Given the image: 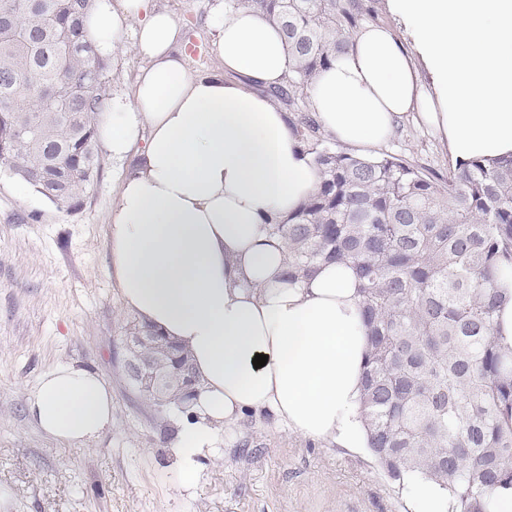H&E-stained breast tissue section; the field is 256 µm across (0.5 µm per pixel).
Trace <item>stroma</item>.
<instances>
[{"instance_id":"1","label":"stroma","mask_w":512,"mask_h":512,"mask_svg":"<svg viewBox=\"0 0 512 512\" xmlns=\"http://www.w3.org/2000/svg\"><path fill=\"white\" fill-rule=\"evenodd\" d=\"M179 20L193 71L218 67L207 24L218 0H157ZM447 177L438 136L406 118L380 149ZM101 172L83 207L56 209L0 171V512H412L362 448L315 443L247 413L181 488L171 451L180 411L148 402L124 368L133 312L112 268L108 213L127 166L99 149ZM60 362L99 371L112 387V427L69 445L26 414L28 393Z\"/></svg>"}]
</instances>
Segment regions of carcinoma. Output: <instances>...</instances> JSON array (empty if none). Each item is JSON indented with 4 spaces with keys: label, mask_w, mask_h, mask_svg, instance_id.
Segmentation results:
<instances>
[{
    "label": "carcinoma",
    "mask_w": 512,
    "mask_h": 512,
    "mask_svg": "<svg viewBox=\"0 0 512 512\" xmlns=\"http://www.w3.org/2000/svg\"><path fill=\"white\" fill-rule=\"evenodd\" d=\"M279 27L295 60L269 95L298 112L293 128L320 175L293 213L267 219L286 242L284 280L324 263L360 282L369 351L361 408L367 448L393 482L409 473L448 493L451 512H491L512 487V350L498 345L495 313L512 295V156L474 160L442 180L395 156L364 159L305 108L318 73L346 52L365 16L359 0H225ZM0 0V166L36 168L56 185L48 198L78 210L96 184L99 116L110 95L107 61L86 38L92 0ZM76 122L43 137L25 131L54 96Z\"/></svg>",
    "instance_id": "1"
}]
</instances>
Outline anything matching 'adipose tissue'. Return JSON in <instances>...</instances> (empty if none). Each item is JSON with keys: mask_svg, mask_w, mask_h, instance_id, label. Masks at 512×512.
Returning a JSON list of instances; mask_svg holds the SVG:
<instances>
[{"mask_svg": "<svg viewBox=\"0 0 512 512\" xmlns=\"http://www.w3.org/2000/svg\"><path fill=\"white\" fill-rule=\"evenodd\" d=\"M403 27L368 24L310 93L321 130L370 155L410 113L452 162L512 155V0H386ZM145 59L131 96L104 108L99 139L134 159L109 214L124 306L188 347L197 396L173 454L180 484L225 426L268 412L306 439L366 447L360 386L366 330L352 269L281 278L266 217L294 211L319 178L289 116L265 90L292 72L282 36L247 9L214 10L218 68L189 70L175 16L155 0H97L84 27L112 53L130 23ZM267 355L265 366L252 364ZM27 412L51 438L84 444L112 426V387L70 362L44 373Z\"/></svg>", "mask_w": 512, "mask_h": 512, "instance_id": "adipose-tissue-1", "label": "adipose tissue"}]
</instances>
